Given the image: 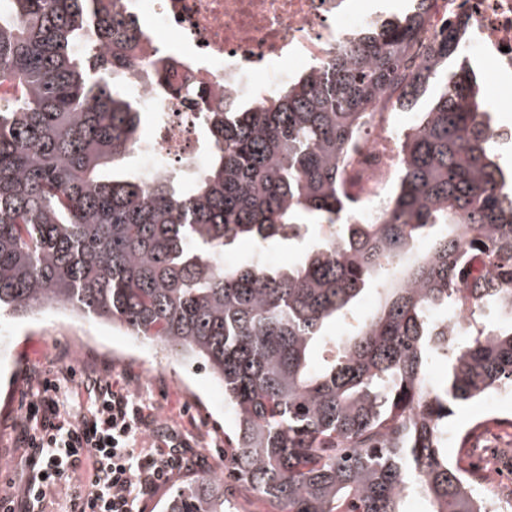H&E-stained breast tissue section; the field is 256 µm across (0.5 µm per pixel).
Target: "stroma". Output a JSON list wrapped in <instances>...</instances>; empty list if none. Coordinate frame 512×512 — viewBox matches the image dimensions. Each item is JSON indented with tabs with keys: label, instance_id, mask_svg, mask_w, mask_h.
<instances>
[{
	"label": "stroma",
	"instance_id": "obj_1",
	"mask_svg": "<svg viewBox=\"0 0 512 512\" xmlns=\"http://www.w3.org/2000/svg\"><path fill=\"white\" fill-rule=\"evenodd\" d=\"M3 340L9 344V353L0 358V391L9 393L12 408L0 412V498L17 496L26 478L25 399L38 392L44 379L60 378L63 391L68 392L77 389L84 376L93 375L127 380L159 429L171 432L186 456L195 460V467L177 473L176 482L220 470L236 512H270L262 498L243 489L224 467L233 421L224 406L223 387L198 365L177 361L159 348L149 349L141 357L112 358L107 350L127 343L124 331L57 311L25 321L0 319ZM188 382L195 385L197 398L186 395ZM472 422L480 424V431L466 447L449 449L450 460L480 458L497 442L503 444V455L512 463V411L489 415L467 405L455 408L448 419L455 428Z\"/></svg>",
	"mask_w": 512,
	"mask_h": 512
}]
</instances>
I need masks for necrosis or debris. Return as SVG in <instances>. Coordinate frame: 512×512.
I'll list each match as a JSON object with an SVG mask.
<instances>
[{
  "mask_svg": "<svg viewBox=\"0 0 512 512\" xmlns=\"http://www.w3.org/2000/svg\"><path fill=\"white\" fill-rule=\"evenodd\" d=\"M141 31L137 59H162L171 82L205 83L212 107L251 98L270 102L291 79L288 58L306 70L321 68L336 50L378 20L365 0H124ZM469 20L468 49L482 72L512 81V0H433L421 43H428L458 17ZM176 42L162 40L163 32ZM143 111L153 118L152 136L135 154L137 172L152 182L168 170L193 178L204 167L199 114L147 81L138 85ZM399 113L390 101L369 108L348 148L342 182L354 222L375 223L387 208L398 179Z\"/></svg>",
  "mask_w": 512,
  "mask_h": 512,
  "instance_id": "1",
  "label": "necrosis or debris"
}]
</instances>
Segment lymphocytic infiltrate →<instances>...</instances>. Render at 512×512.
<instances>
[{
    "label": "lymphocytic infiltrate",
    "mask_w": 512,
    "mask_h": 512,
    "mask_svg": "<svg viewBox=\"0 0 512 512\" xmlns=\"http://www.w3.org/2000/svg\"><path fill=\"white\" fill-rule=\"evenodd\" d=\"M80 415H71L60 385L45 379L25 405L28 478L16 512H48L60 483L68 485L65 512H142V502L167 485L183 465L178 446L136 453L153 423L124 380L85 381Z\"/></svg>",
    "instance_id": "obj_1"
}]
</instances>
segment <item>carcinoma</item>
<instances>
[{"mask_svg": "<svg viewBox=\"0 0 512 512\" xmlns=\"http://www.w3.org/2000/svg\"><path fill=\"white\" fill-rule=\"evenodd\" d=\"M431 0L343 44L270 105L212 109L190 184L143 183L130 160L145 78L181 95L159 59L136 62L120 0H0V315L64 310L109 321L224 386L231 462L271 512H487L448 461L453 408L512 383V173L466 64L468 20L414 61ZM107 46L104 57L95 48ZM427 109L398 139L399 176L377 224H348L340 163L367 108ZM300 248L289 267L221 263L249 241ZM491 268L480 282L473 264ZM377 287L376 312L356 306ZM489 305L450 342L462 309ZM342 322L346 335L329 334ZM436 359L446 365L438 382ZM161 512H233L218 473Z\"/></svg>", "mask_w": 512, "mask_h": 512, "instance_id": "carcinoma-1", "label": "carcinoma"}]
</instances>
